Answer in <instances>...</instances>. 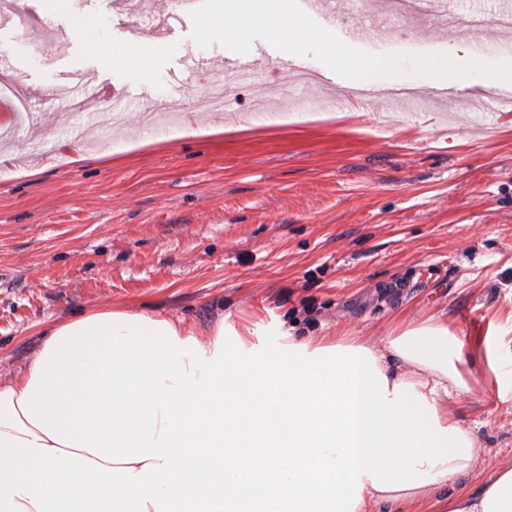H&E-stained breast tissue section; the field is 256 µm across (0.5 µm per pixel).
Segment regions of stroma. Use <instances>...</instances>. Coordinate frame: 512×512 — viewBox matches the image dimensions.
<instances>
[{"instance_id":"obj_1","label":"stroma","mask_w":512,"mask_h":512,"mask_svg":"<svg viewBox=\"0 0 512 512\" xmlns=\"http://www.w3.org/2000/svg\"><path fill=\"white\" fill-rule=\"evenodd\" d=\"M447 2L448 20L401 13L398 0H335L311 20L352 56L394 59L378 79L425 100L412 119L368 92L322 105L260 34L259 79L210 112L204 79L183 83L184 58L224 60V42H201L186 21L157 45L173 0H150L145 25L124 0H15L26 24L0 28V57L21 60L31 106L0 140V379L28 364L50 324L94 305L181 320L204 338L223 319L243 332L276 318L295 336L376 340L431 315L475 336L511 314L512 110L437 96L419 65L452 49L511 62L512 29L495 23L496 0ZM87 21L89 36L60 49L56 26ZM353 29L364 37L350 40ZM132 39L148 45L155 94L177 120L143 133L136 98L71 147L74 75L94 79L91 109L105 111L126 88L119 50ZM468 381L450 405L482 446L465 480L475 493L512 469V406L481 371Z\"/></svg>"}]
</instances>
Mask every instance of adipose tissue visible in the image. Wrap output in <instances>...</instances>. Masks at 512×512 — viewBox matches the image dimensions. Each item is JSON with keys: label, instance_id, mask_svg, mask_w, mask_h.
Listing matches in <instances>:
<instances>
[{"label": "adipose tissue", "instance_id": "adipose-tissue-1", "mask_svg": "<svg viewBox=\"0 0 512 512\" xmlns=\"http://www.w3.org/2000/svg\"><path fill=\"white\" fill-rule=\"evenodd\" d=\"M262 30L370 88L387 58L350 55L292 0H219L202 28L238 51ZM459 90L512 84V63H423ZM512 404V314L469 338L431 316L371 342L295 340L284 324L201 339L160 315L96 308L53 324L0 383V512H370L449 491L448 512H512V469L464 488L478 454L449 410L470 350Z\"/></svg>", "mask_w": 512, "mask_h": 512}]
</instances>
